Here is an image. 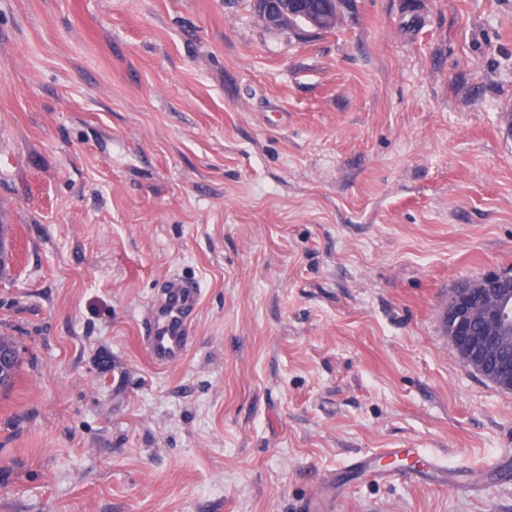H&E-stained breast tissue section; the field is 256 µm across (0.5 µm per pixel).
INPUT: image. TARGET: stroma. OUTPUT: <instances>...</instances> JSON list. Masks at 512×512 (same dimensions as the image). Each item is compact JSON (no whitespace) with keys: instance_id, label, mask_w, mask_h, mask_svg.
Segmentation results:
<instances>
[{"instance_id":"1","label":"stroma","mask_w":512,"mask_h":512,"mask_svg":"<svg viewBox=\"0 0 512 512\" xmlns=\"http://www.w3.org/2000/svg\"><path fill=\"white\" fill-rule=\"evenodd\" d=\"M511 124L512 0H344L308 38L252 0H0V512H512V394L439 322L512 269ZM197 293L195 283L173 279L156 305L145 337L157 365H168L182 357ZM21 358L22 349L19 344L11 341H6L4 343L0 341V391L12 381L13 371ZM20 365L21 363L17 366L13 382L3 391L9 390L13 386L18 375Z\"/></svg>"}]
</instances>
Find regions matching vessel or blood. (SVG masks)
Listing matches in <instances>:
<instances>
[{"instance_id":"1","label":"vessel or blood","mask_w":512,"mask_h":512,"mask_svg":"<svg viewBox=\"0 0 512 512\" xmlns=\"http://www.w3.org/2000/svg\"><path fill=\"white\" fill-rule=\"evenodd\" d=\"M197 293L195 283L177 278L170 281L156 305L146 339L150 356L157 365H168L182 357Z\"/></svg>"}]
</instances>
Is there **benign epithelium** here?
I'll return each instance as SVG.
<instances>
[{
	"label": "benign epithelium",
	"mask_w": 512,
	"mask_h": 512,
	"mask_svg": "<svg viewBox=\"0 0 512 512\" xmlns=\"http://www.w3.org/2000/svg\"><path fill=\"white\" fill-rule=\"evenodd\" d=\"M261 25H291L296 35L323 31L336 19L340 0H321V9L304 0H260ZM448 339L463 362L480 375L490 374L496 386L512 392V367L494 364L498 345L512 336V273L488 272L457 287L441 312ZM22 358L20 345L0 341V391L11 381Z\"/></svg>",
	"instance_id": "7a95c632"
}]
</instances>
